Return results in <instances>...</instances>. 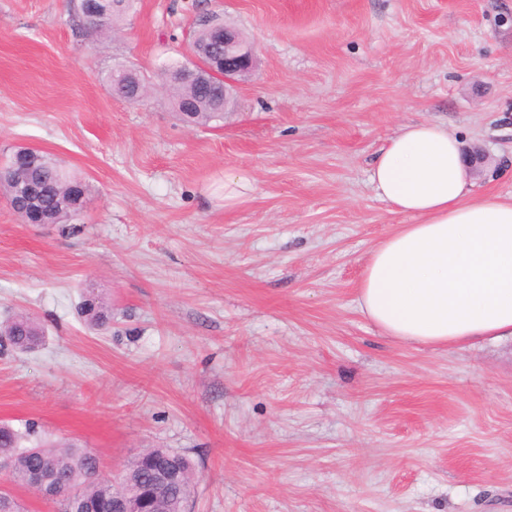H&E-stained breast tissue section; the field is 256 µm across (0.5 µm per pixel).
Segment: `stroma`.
<instances>
[{"label":"stroma","instance_id":"35a3bbf8","mask_svg":"<svg viewBox=\"0 0 512 512\" xmlns=\"http://www.w3.org/2000/svg\"><path fill=\"white\" fill-rule=\"evenodd\" d=\"M254 45L220 121L184 124L159 78L200 16ZM135 69L139 103L107 76ZM491 156L512 196V0H134L103 37L70 0H0V161L37 149L87 187L79 231L0 193V423L38 424L115 478L149 448L192 461V512H512V340L446 348L357 308L407 216L368 182L404 124ZM249 186L224 203V174ZM112 305L89 329L87 289ZM12 319V323L9 320L0 326V336H4L11 347L25 351L42 342L45 329L36 318L20 314ZM36 334L41 336H35Z\"/></svg>","mask_w":512,"mask_h":512}]
</instances>
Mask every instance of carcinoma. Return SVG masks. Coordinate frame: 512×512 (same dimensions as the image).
I'll list each match as a JSON object with an SVG mask.
<instances>
[{
	"label": "carcinoma",
	"mask_w": 512,
	"mask_h": 512,
	"mask_svg": "<svg viewBox=\"0 0 512 512\" xmlns=\"http://www.w3.org/2000/svg\"><path fill=\"white\" fill-rule=\"evenodd\" d=\"M133 0H95V8L100 11L97 24L85 26L93 33L112 32L131 9ZM121 78L119 84H109L112 94L127 102H134L135 87L142 83L141 78L132 77L129 70H117L108 76ZM168 99L179 105L183 119L195 125H205L212 120L222 119L220 114L224 101V88L208 84L193 83L185 85L172 81L166 82ZM31 171L41 172L45 178L43 202L59 213V223L77 225L80 214L72 209L70 185L77 180L64 172L51 157L35 152L30 159ZM86 325L94 330H106L112 324V306L95 293L87 294L80 307ZM45 329L34 317L20 314L13 322L0 326V336L11 347L25 351L42 342ZM151 456L158 461H174L185 472L187 478L193 477L192 464L182 453L174 454L168 448H151ZM0 460L8 462L7 473L14 484L21 487L31 485V478L40 472L51 480H61L64 484L79 491L78 498L69 500L55 498L56 512H90V508L112 502L120 489L141 487L152 479L149 463L135 457L126 466L119 479L102 478L96 456L86 448L72 443H60L42 436L38 426L30 422L19 430L12 426H0ZM193 487L176 484L161 491L167 503V512H183L191 498Z\"/></svg>",
	"instance_id": "1"
}]
</instances>
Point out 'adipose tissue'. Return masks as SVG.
I'll use <instances>...</instances> for the list:
<instances>
[{
  "label": "adipose tissue",
  "instance_id": "ef3b65f1",
  "mask_svg": "<svg viewBox=\"0 0 512 512\" xmlns=\"http://www.w3.org/2000/svg\"><path fill=\"white\" fill-rule=\"evenodd\" d=\"M455 135L403 125L375 157L376 196L411 221L370 254L356 304L384 334L434 347L512 338V199L475 194Z\"/></svg>",
  "mask_w": 512,
  "mask_h": 512
}]
</instances>
